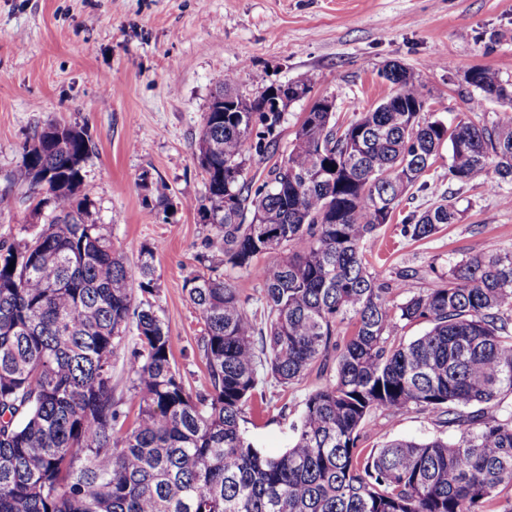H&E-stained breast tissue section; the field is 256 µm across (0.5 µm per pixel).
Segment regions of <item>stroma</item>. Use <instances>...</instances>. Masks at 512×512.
Here are the masks:
<instances>
[{
    "label": "stroma",
    "instance_id": "stroma-1",
    "mask_svg": "<svg viewBox=\"0 0 512 512\" xmlns=\"http://www.w3.org/2000/svg\"><path fill=\"white\" fill-rule=\"evenodd\" d=\"M392 63L419 76L429 111L445 121L463 113L495 121L497 101L471 111L478 92L465 75L483 67L512 82V0H0V194L17 199L0 211V241L41 223L27 184L15 179L34 127L86 128L96 150L84 190L129 262L141 245L155 246L152 301L169 327L175 367L191 391L207 390L203 325L184 282L212 232L199 207L206 175L196 152L216 77L236 74L249 95L273 83L310 84L279 129L284 154L314 99H334L346 116L381 103L391 91L381 72ZM161 193L173 209L157 207ZM457 206L459 223L421 241L402 236L399 220L384 225L369 245L371 264L387 277L418 269L409 286L416 293L476 241L512 251V205L501 194L468 185ZM325 381L316 372L289 388L267 381L274 408L249 402L245 435L266 454L284 452L305 396ZM365 432L366 448L458 434L414 410L375 411Z\"/></svg>",
    "mask_w": 512,
    "mask_h": 512
}]
</instances>
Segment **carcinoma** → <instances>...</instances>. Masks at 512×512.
I'll return each instance as SVG.
<instances>
[{
  "mask_svg": "<svg viewBox=\"0 0 512 512\" xmlns=\"http://www.w3.org/2000/svg\"><path fill=\"white\" fill-rule=\"evenodd\" d=\"M469 74L472 109L505 104L491 124L446 123L393 64L388 97L346 122L315 100L285 157L294 178L277 164L260 185L243 179L245 147L275 150L295 99L267 112L265 91L215 80L224 111L204 113L198 142L215 232L184 283L204 326L205 392L177 374L147 299L155 248L128 265L82 193L94 141L83 127L37 129L20 178L36 190L33 210L49 213L0 243V512H512L500 499L512 489V252L474 246L410 295L414 274L382 276L367 250L410 190L431 189L444 144L449 180L512 185V83ZM460 216L450 189L408 212L401 232L423 240ZM274 251L283 256L259 263ZM234 271L258 281L256 309ZM418 322L429 330L403 341ZM132 330L129 399L116 401L112 360ZM316 368L329 376L305 397L291 446L263 453L242 430L244 406L265 397L267 378L290 386ZM413 409L448 416L459 436L360 446L372 413Z\"/></svg>",
  "mask_w": 512,
  "mask_h": 512,
  "instance_id": "1",
  "label": "carcinoma"
}]
</instances>
